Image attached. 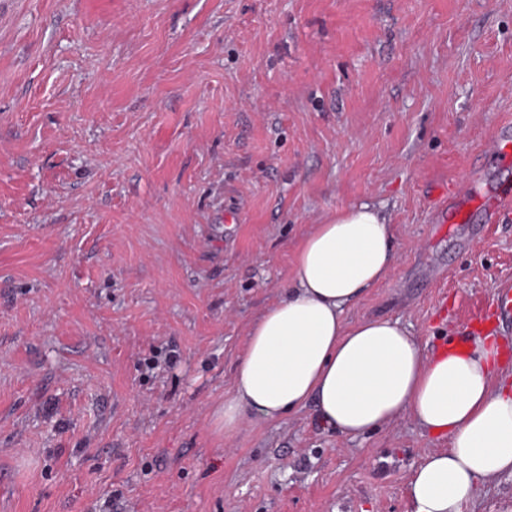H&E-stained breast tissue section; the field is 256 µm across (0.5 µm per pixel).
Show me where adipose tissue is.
Instances as JSON below:
<instances>
[{"instance_id": "ef3b65f1", "label": "adipose tissue", "mask_w": 512, "mask_h": 512, "mask_svg": "<svg viewBox=\"0 0 512 512\" xmlns=\"http://www.w3.org/2000/svg\"><path fill=\"white\" fill-rule=\"evenodd\" d=\"M393 243L370 204L303 238L284 295L248 329L218 421L229 439L311 403L323 427L358 437L410 418L448 442L414 467L410 512H465L485 483L512 475V375L499 343L480 334L429 353L398 321L346 322L345 308L392 271Z\"/></svg>"}]
</instances>
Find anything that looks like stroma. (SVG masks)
I'll list each match as a JSON object with an SVG mask.
<instances>
[{
	"label": "stroma",
	"mask_w": 512,
	"mask_h": 512,
	"mask_svg": "<svg viewBox=\"0 0 512 512\" xmlns=\"http://www.w3.org/2000/svg\"><path fill=\"white\" fill-rule=\"evenodd\" d=\"M512 122V0H0V512H408L404 417L217 426L302 239L369 203L345 312L498 317L512 222L436 223Z\"/></svg>",
	"instance_id": "35a3bbf8"
}]
</instances>
